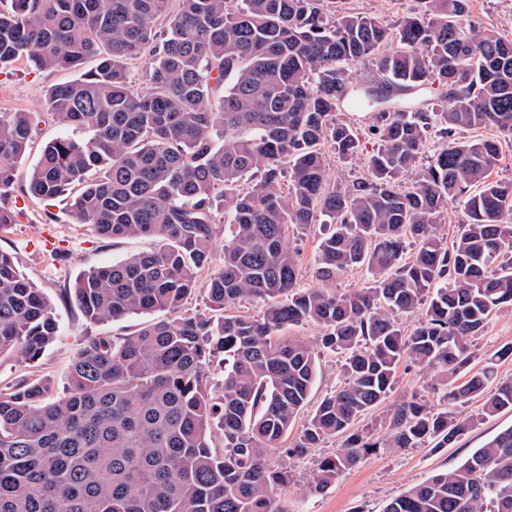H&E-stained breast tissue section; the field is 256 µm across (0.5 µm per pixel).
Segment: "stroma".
Instances as JSON below:
<instances>
[{"instance_id":"35a3bbf8","label":"stroma","mask_w":512,"mask_h":512,"mask_svg":"<svg viewBox=\"0 0 512 512\" xmlns=\"http://www.w3.org/2000/svg\"><path fill=\"white\" fill-rule=\"evenodd\" d=\"M419 6V0H336L339 12L367 13L389 24ZM70 78L67 72L38 71L26 61L15 62L0 70V112H40L45 89ZM349 118L361 132V149L346 162L329 156L330 174L334 177L363 172L365 158L379 145L368 131V113L353 112ZM88 135V130L66 127L42 115L34 127L32 147L17 167L14 207L20 213L19 222L0 232V251L13 256L18 269L53 307L59 330L55 341L35 359L27 360L14 352L0 355V388L40 378L50 383L54 391H62L73 356L86 339L126 335L143 322L139 316L90 322L75 305L63 303L61 295L64 289L73 287L84 271L150 250L152 241L101 238L93 226L71 219L66 200L43 202L25 192L28 171L47 141L58 136ZM506 344H512V309L493 313L474 338L470 371L483 368L494 352ZM319 366L318 379L296 420V428H303L319 401L345 381L339 355L321 354ZM510 426L512 412L479 422L448 448L373 449L321 493L311 490L312 476L319 460L335 453V440L324 442L294 461L272 455L271 463L286 467L290 473L288 484L274 490V506L277 512H383L392 498L438 472L457 468L475 448Z\"/></svg>"}]
</instances>
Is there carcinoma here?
Wrapping results in <instances>:
<instances>
[{"label": "carcinoma", "mask_w": 512, "mask_h": 512, "mask_svg": "<svg viewBox=\"0 0 512 512\" xmlns=\"http://www.w3.org/2000/svg\"><path fill=\"white\" fill-rule=\"evenodd\" d=\"M329 0H8L0 8V70L24 59L78 72L49 86L43 107L92 136L46 143L26 193L65 197L71 218L104 238L154 247L82 274L63 301L89 320L165 313L122 337L84 343L66 393L32 379L0 388V512H275L272 491L290 460L334 439L312 489L325 491L373 448H447L476 424L512 411L498 349L469 375L471 338L512 308V183L492 179L498 139L452 138L493 127L512 139V35L459 18L470 0H420L390 27L335 14ZM96 59L95 68L85 64ZM372 85L435 88L411 110L378 107ZM144 67L131 86L129 66ZM361 102L379 148L364 175L331 179L325 148L358 153V128L339 118ZM446 140L421 166L428 132ZM31 144V113L0 112V230L17 223L10 198ZM466 217L452 241L437 218ZM224 211L230 239L206 283L207 311L181 314L199 286ZM292 224L325 228L315 277L299 288ZM416 249L406 257L407 239ZM354 269L366 282L329 289ZM261 300L258 316L232 312ZM422 312L409 332L399 317ZM321 326L315 344L280 332ZM58 323L40 291L0 251V354L33 360ZM341 355L345 382L287 443L316 382L318 351ZM222 352L223 394L211 395ZM429 375L395 404L391 435L362 424L392 394L401 369ZM455 407L484 399L477 413ZM224 449L209 445L214 422ZM383 512H512V427L459 467L392 498Z\"/></svg>", "instance_id": "carcinoma-1"}]
</instances>
